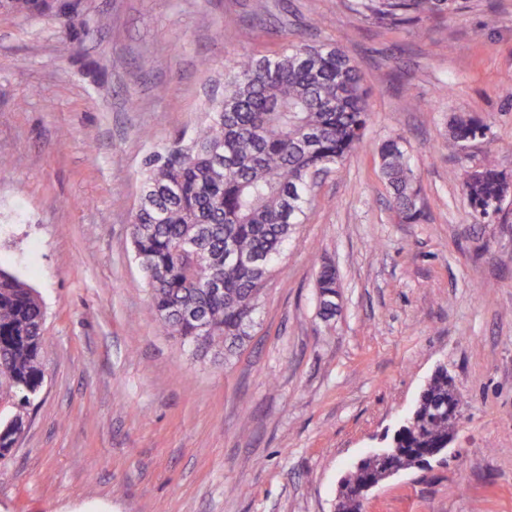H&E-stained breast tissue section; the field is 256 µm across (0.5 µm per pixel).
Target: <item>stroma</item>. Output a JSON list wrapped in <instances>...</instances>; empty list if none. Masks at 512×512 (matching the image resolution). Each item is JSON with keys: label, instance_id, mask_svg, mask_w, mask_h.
I'll return each mask as SVG.
<instances>
[{"label": "stroma", "instance_id": "35a3bbf8", "mask_svg": "<svg viewBox=\"0 0 512 512\" xmlns=\"http://www.w3.org/2000/svg\"><path fill=\"white\" fill-rule=\"evenodd\" d=\"M251 5L78 0L67 53L58 25L0 13V264L38 293L46 336L0 512H335L342 475L439 368L466 404L447 462L384 482L366 512H512V195L478 224L462 193L486 157L512 175V0L393 27L347 0H269L260 23ZM301 39L359 67L364 146L315 186L244 344L205 354L150 310L130 241L141 172L200 125L239 54ZM460 115L488 131L452 157ZM392 135L412 156L417 224L379 173ZM316 288L320 297V315L330 319L336 315V294L338 279L336 269L329 263H322L316 276Z\"/></svg>", "mask_w": 512, "mask_h": 512}]
</instances>
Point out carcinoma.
Listing matches in <instances>:
<instances>
[{
    "label": "carcinoma",
    "instance_id": "cac0c4a2",
    "mask_svg": "<svg viewBox=\"0 0 512 512\" xmlns=\"http://www.w3.org/2000/svg\"><path fill=\"white\" fill-rule=\"evenodd\" d=\"M0 7L58 17L71 35L82 28L75 0H0ZM350 7L398 26L445 17L459 10V0H350ZM369 121L361 74L335 47L304 40L271 57L238 56L206 122L145 163L130 235L134 253L149 260L144 272L160 328L205 351L242 341L283 245L304 223L313 172L343 164L361 147ZM486 130L475 117L454 119L448 153ZM377 156L390 205L405 222H418L419 191L403 138L385 140ZM511 192L512 179L491 160L463 183L479 222L492 217V200ZM212 279L224 280V288H208ZM316 288L320 315L330 319L339 288L333 265H320ZM44 316L35 290L0 268V395L17 399L20 416L45 379ZM451 393L448 373H435L419 395L414 420L390 438V452L364 458L341 481L336 512H359L355 495L365 483L448 446V432L459 423L446 410ZM21 428L0 427V458Z\"/></svg>",
    "mask_w": 512,
    "mask_h": 512
}]
</instances>
